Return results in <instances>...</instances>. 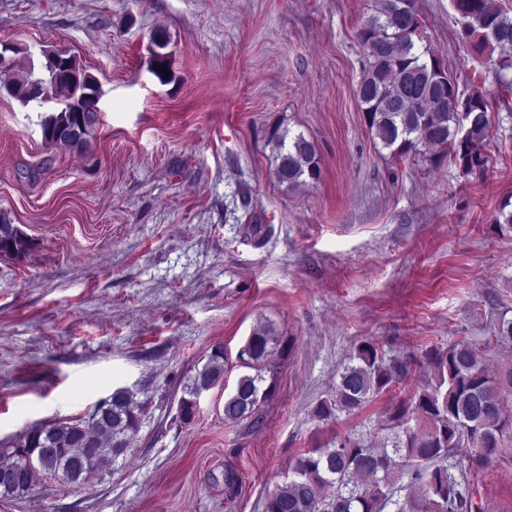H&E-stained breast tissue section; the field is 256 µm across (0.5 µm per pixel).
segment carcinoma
Masks as SVG:
<instances>
[{"mask_svg":"<svg viewBox=\"0 0 512 512\" xmlns=\"http://www.w3.org/2000/svg\"><path fill=\"white\" fill-rule=\"evenodd\" d=\"M462 23V35L478 36L508 55L501 69L512 68V18L491 0H451ZM422 20L415 0H381L374 15L358 32L369 66L354 89L363 121L375 144L397 159L426 155L435 167L450 157L464 174L485 173L491 159L486 146L492 121L486 95H468L466 119L451 110L456 87L450 71L431 48L418 47ZM45 72L34 62L17 67L16 59L0 56V97L24 104L55 106L41 123L45 142L80 154L86 152L96 129L98 114L89 103L101 96L96 78L75 56L63 51L45 55ZM268 144L274 158L276 181L288 188L321 178L314 144L303 134L273 128ZM494 230L512 234V198L501 203L493 216ZM30 239L0 214V254L19 256ZM461 340L431 346L419 358H387L377 344L363 341L354 349L340 374L335 396L324 401L317 415L326 419L335 409L353 413L390 387L404 382L412 365L429 371L427 382L389 417L394 437L382 448H368L351 439L336 440L300 454L292 477L267 498L265 512H382L391 500L389 475L396 459L408 467L412 481L423 485L422 512H463L466 500L460 483L443 461L473 438L476 459L489 461L512 438V419L503 413L504 398L512 395V369L493 374L485 366V347ZM285 341L273 324L260 322L237 352L239 367L247 369L224 398V418L251 417L271 387H263L271 371L274 350ZM224 349L216 347L207 363L184 387L180 412L194 416L197 398L224 379ZM144 405L126 389H118L87 419L54 422L30 430L15 448L0 451V474L13 471L11 482L0 481V494L30 493L34 474L43 472L67 483L104 474L125 456L138 430ZM393 452H388V449Z\"/></svg>","mask_w":512,"mask_h":512,"instance_id":"cac0c4a2","label":"carcinoma"}]
</instances>
